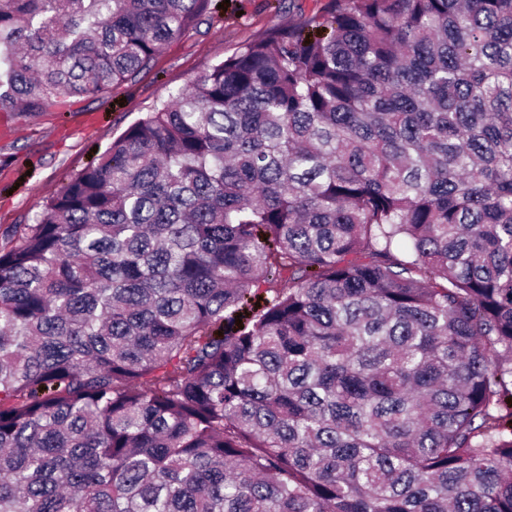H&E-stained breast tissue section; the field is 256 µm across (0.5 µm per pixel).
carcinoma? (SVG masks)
Instances as JSON below:
<instances>
[{
  "label": "carcinoma",
  "instance_id": "obj_1",
  "mask_svg": "<svg viewBox=\"0 0 512 512\" xmlns=\"http://www.w3.org/2000/svg\"><path fill=\"white\" fill-rule=\"evenodd\" d=\"M211 2L0 0V113ZM0 512H512V0H331L69 175L0 250Z\"/></svg>",
  "mask_w": 512,
  "mask_h": 512
}]
</instances>
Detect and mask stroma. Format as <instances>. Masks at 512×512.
<instances>
[{
	"mask_svg": "<svg viewBox=\"0 0 512 512\" xmlns=\"http://www.w3.org/2000/svg\"><path fill=\"white\" fill-rule=\"evenodd\" d=\"M197 29L168 42L135 81L67 111L0 115V248L32 223L66 175L82 170L144 112L190 84L211 64L277 26L320 16L330 0H213Z\"/></svg>",
	"mask_w": 512,
	"mask_h": 512,
	"instance_id": "stroma-1",
	"label": "stroma"
}]
</instances>
